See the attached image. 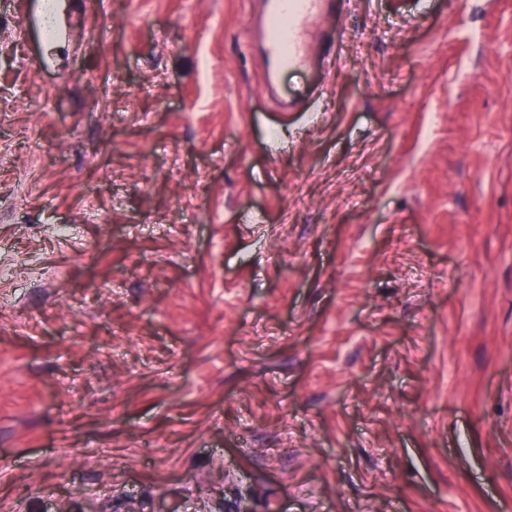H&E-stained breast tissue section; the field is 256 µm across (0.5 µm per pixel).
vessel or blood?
<instances>
[{
  "label": "vessel or blood",
  "instance_id": "b4317fda",
  "mask_svg": "<svg viewBox=\"0 0 512 512\" xmlns=\"http://www.w3.org/2000/svg\"><path fill=\"white\" fill-rule=\"evenodd\" d=\"M26 24L34 26L47 44L66 40L60 0H16ZM335 0H261L256 35L265 67V82L276 89L282 70L319 62L325 72L336 66L334 54L315 55L309 43L310 29L333 13Z\"/></svg>",
  "mask_w": 512,
  "mask_h": 512
}]
</instances>
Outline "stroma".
<instances>
[{
	"label": "stroma",
	"instance_id": "obj_1",
	"mask_svg": "<svg viewBox=\"0 0 512 512\" xmlns=\"http://www.w3.org/2000/svg\"><path fill=\"white\" fill-rule=\"evenodd\" d=\"M66 9L0 0V512H512V0L275 99L249 0ZM12 2L17 5L19 10H25V23L40 31L41 41L52 45L66 40L68 33L62 21V8L59 0H16Z\"/></svg>",
	"mask_w": 512,
	"mask_h": 512
}]
</instances>
